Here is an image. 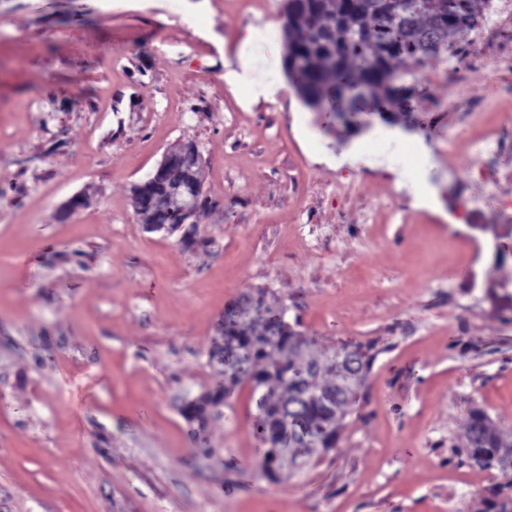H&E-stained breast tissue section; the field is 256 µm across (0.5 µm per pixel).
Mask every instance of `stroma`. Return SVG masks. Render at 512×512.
<instances>
[{"instance_id": "1", "label": "stroma", "mask_w": 512, "mask_h": 512, "mask_svg": "<svg viewBox=\"0 0 512 512\" xmlns=\"http://www.w3.org/2000/svg\"><path fill=\"white\" fill-rule=\"evenodd\" d=\"M284 2L180 0L175 18L164 0H0V512H484L512 495L461 451L476 409L512 435V224L441 158L475 114L512 193V41L461 35L406 77L411 111L349 127L290 83ZM376 135L421 166L359 157ZM179 142L203 159L191 246L132 205ZM460 199L474 223L448 221ZM259 289L318 348L372 355L335 450L274 480L249 385L204 421L181 411L223 385L219 324Z\"/></svg>"}]
</instances>
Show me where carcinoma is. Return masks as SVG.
I'll return each mask as SVG.
<instances>
[{"label":"carcinoma","mask_w":512,"mask_h":512,"mask_svg":"<svg viewBox=\"0 0 512 512\" xmlns=\"http://www.w3.org/2000/svg\"><path fill=\"white\" fill-rule=\"evenodd\" d=\"M387 0H285L284 69L302 102L314 108L336 90V79L367 94L395 97L394 83L410 75L399 64L420 66L438 56L436 34L478 29L484 19L475 0H439V6L410 14L396 35L386 14ZM273 309L264 293L224 313L226 342L212 349L209 363L224 375V388L243 382L257 395L260 425L269 448L262 470L270 478L299 459L336 447L347 402L369 369L359 350L340 348L326 355L315 341ZM467 458L512 471V438L487 414L472 412L466 434ZM489 512H512V497L495 492Z\"/></svg>","instance_id":"carcinoma-1"}]
</instances>
